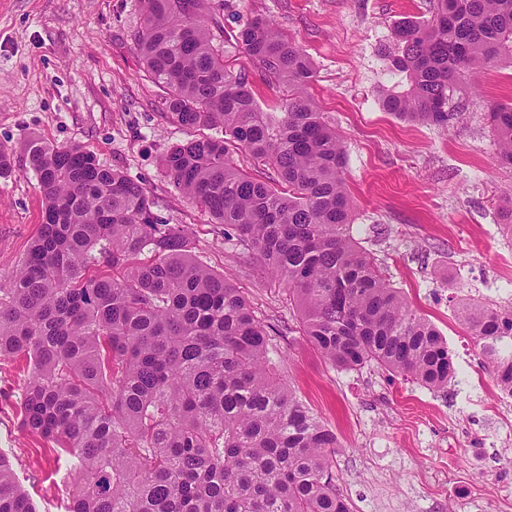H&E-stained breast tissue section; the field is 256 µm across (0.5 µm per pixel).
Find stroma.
Returning a JSON list of instances; mask_svg holds the SVG:
<instances>
[{
  "label": "stroma",
  "instance_id": "35a3bbf8",
  "mask_svg": "<svg viewBox=\"0 0 512 512\" xmlns=\"http://www.w3.org/2000/svg\"><path fill=\"white\" fill-rule=\"evenodd\" d=\"M432 0H225L218 16L233 34L253 16L271 18L313 59L309 88L343 139L355 202L352 235L406 299L448 341L456 376L433 391L373 366L335 368L298 333L287 287L262 259L186 198L160 160L190 138L147 76L134 35L139 0H0V146L25 136L94 152L150 191L154 212L189 229L198 258L242 288L273 327L272 357L284 382L336 433V485L353 512H512V440L493 415L498 389L453 303L512 306V236L501 207L512 201V165L498 164L488 101L512 103V68L490 66L460 85L457 117L442 130L384 112L382 91L402 76L391 59L394 27L428 15ZM229 66L245 70L256 99L277 106L269 86L234 44ZM37 179L23 156L0 178V282L23 259L42 222ZM22 381L0 361V454L36 512H64L78 483L76 459L23 430Z\"/></svg>",
  "mask_w": 512,
  "mask_h": 512
}]
</instances>
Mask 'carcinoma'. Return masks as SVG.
I'll list each match as a JSON object with an SVG mask.
<instances>
[{
	"mask_svg": "<svg viewBox=\"0 0 512 512\" xmlns=\"http://www.w3.org/2000/svg\"><path fill=\"white\" fill-rule=\"evenodd\" d=\"M140 3L146 72L173 122L195 132L162 158L167 176L285 282L301 335L334 366L448 386L447 340L351 236L345 149L306 93L316 74L306 51L262 16L232 35L288 92L266 112L225 64L205 0ZM433 3L395 26L406 83L381 103L446 128L466 75L512 67V0ZM488 121L512 165V105L491 104ZM212 127L224 139L200 133ZM22 151L44 219L0 285V360L30 368L22 427L79 462L67 512H351L332 469L336 434L280 379L244 292L199 261L187 230L161 221L123 171L76 144L31 136ZM456 315L512 393V308L462 301ZM0 512H36L2 455Z\"/></svg>",
	"mask_w": 512,
	"mask_h": 512,
	"instance_id": "cac0c4a2",
	"label": "carcinoma"
}]
</instances>
